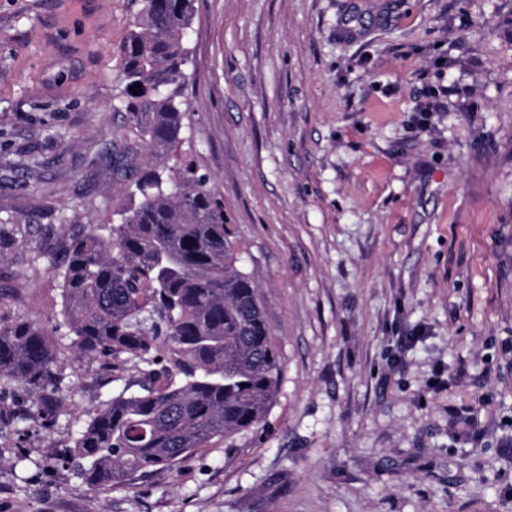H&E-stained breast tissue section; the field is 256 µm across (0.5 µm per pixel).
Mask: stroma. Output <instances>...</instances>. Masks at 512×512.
<instances>
[{"mask_svg":"<svg viewBox=\"0 0 512 512\" xmlns=\"http://www.w3.org/2000/svg\"><path fill=\"white\" fill-rule=\"evenodd\" d=\"M192 155L282 360L256 428L89 487L112 368L70 346L65 243L113 222L140 0H0V318L57 341L54 418L0 390V512H512V0H196ZM451 389L428 387L436 370ZM483 398L481 435L457 409Z\"/></svg>","mask_w":512,"mask_h":512,"instance_id":"stroma-1","label":"stroma"}]
</instances>
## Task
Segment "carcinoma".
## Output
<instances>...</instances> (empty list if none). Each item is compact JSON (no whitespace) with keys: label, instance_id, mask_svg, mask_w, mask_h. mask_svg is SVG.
I'll return each instance as SVG.
<instances>
[{"label":"carcinoma","instance_id":"1","mask_svg":"<svg viewBox=\"0 0 512 512\" xmlns=\"http://www.w3.org/2000/svg\"><path fill=\"white\" fill-rule=\"evenodd\" d=\"M194 2L142 0L120 46L127 128L113 153L127 203L117 223L104 231L91 224L65 245L61 298L71 347L136 367L87 411L72 440L93 488L171 469L258 425L280 382L265 306L238 267L224 204L193 163L169 161L190 112L184 84ZM56 349L41 324L0 318V387L31 386V411L44 416L55 412L40 389L54 376Z\"/></svg>","mask_w":512,"mask_h":512}]
</instances>
